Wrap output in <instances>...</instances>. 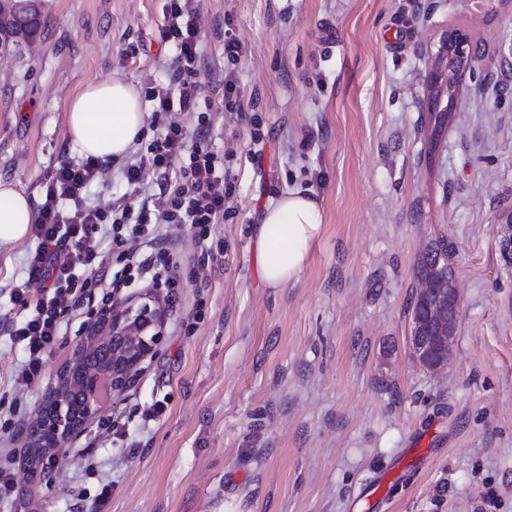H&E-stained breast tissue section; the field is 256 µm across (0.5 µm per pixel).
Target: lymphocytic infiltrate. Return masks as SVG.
I'll use <instances>...</instances> for the list:
<instances>
[{"label":"lymphocytic infiltrate","mask_w":512,"mask_h":512,"mask_svg":"<svg viewBox=\"0 0 512 512\" xmlns=\"http://www.w3.org/2000/svg\"><path fill=\"white\" fill-rule=\"evenodd\" d=\"M164 19L162 38L176 48L171 80L165 86L143 88L153 104L152 120L159 132L150 156L127 165L123 176L134 187L143 184L148 175L171 170L176 180L140 208H133L120 196L103 209L88 204L86 197L88 188L105 174L100 162L64 160L54 169L39 206L37 244L28 252L23 275L10 291L11 301L22 312L9 330L11 342L24 353L14 374L16 389H29L40 379L68 315L78 305L80 289L105 287L103 270L109 252L124 260L128 278L170 284L175 282L183 259L166 241L163 225L192 228L203 240L210 226L225 217L224 197L229 187L224 159L209 147L207 124H198L190 133L164 120L174 110L195 111L201 97L196 0H166ZM105 226L112 241L108 251L102 250L98 237ZM131 238L144 245V252L126 249Z\"/></svg>","instance_id":"1"}]
</instances>
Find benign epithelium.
<instances>
[{
  "label": "benign epithelium",
  "instance_id": "obj_1",
  "mask_svg": "<svg viewBox=\"0 0 512 512\" xmlns=\"http://www.w3.org/2000/svg\"><path fill=\"white\" fill-rule=\"evenodd\" d=\"M41 24L36 0H3L0 33L18 42L35 40ZM448 94L458 91L460 76L472 65L473 44L469 33L448 30ZM416 297L424 299L409 336L414 362L436 373L448 366L457 328L460 295L453 280L448 288L421 281ZM166 310L153 289L137 297L114 298L106 310L92 312L73 358L57 371L35 409L31 428L39 441L36 448L57 456L67 452L69 441L79 437L102 413L103 398L116 397L136 382L146 360L165 339ZM112 348V368L78 369L83 359H93Z\"/></svg>",
  "mask_w": 512,
  "mask_h": 512
}]
</instances>
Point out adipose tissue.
Listing matches in <instances>:
<instances>
[{"instance_id":"ef3b65f1","label":"adipose tissue","mask_w":512,"mask_h":512,"mask_svg":"<svg viewBox=\"0 0 512 512\" xmlns=\"http://www.w3.org/2000/svg\"><path fill=\"white\" fill-rule=\"evenodd\" d=\"M147 114L128 82L113 78L87 86L72 102L67 119L71 146L80 155L106 162L133 147ZM36 222L32 200L0 180V250L24 241ZM323 209L310 191L286 190L266 207L253 238L266 287L296 283L322 235Z\"/></svg>"}]
</instances>
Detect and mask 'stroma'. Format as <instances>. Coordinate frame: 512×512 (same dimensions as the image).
Returning <instances> with one entry per match:
<instances>
[{"mask_svg": "<svg viewBox=\"0 0 512 512\" xmlns=\"http://www.w3.org/2000/svg\"><path fill=\"white\" fill-rule=\"evenodd\" d=\"M165 0H44L33 46L0 48V178L42 203L70 148V103L120 77L168 85ZM204 49L197 111L224 157L227 217L206 244L167 234L185 257L164 286L166 338L128 391L58 456L57 481H30L27 427L72 357L101 289L81 299L24 395L23 355L6 334L10 289L36 242L0 256V451L15 456V492L0 512H353L363 483L382 479L380 512H512V265L496 233L512 215V0H200ZM470 31L475 73L455 98L438 60L449 29ZM242 44L236 65L224 38ZM233 70L242 111L222 106ZM451 106L437 147L426 113ZM145 125L126 157L106 162L89 200L141 203L161 179L127 186L146 157ZM316 193L324 230L300 280L265 287L252 226L282 192ZM445 238L460 293L447 369L409 353L416 264ZM163 403V414L144 411ZM126 440L111 442L108 421ZM139 444L129 452L127 441ZM89 449L86 473L81 449Z\"/></svg>", "mask_w": 512, "mask_h": 512, "instance_id": "obj_1", "label": "stroma"}]
</instances>
